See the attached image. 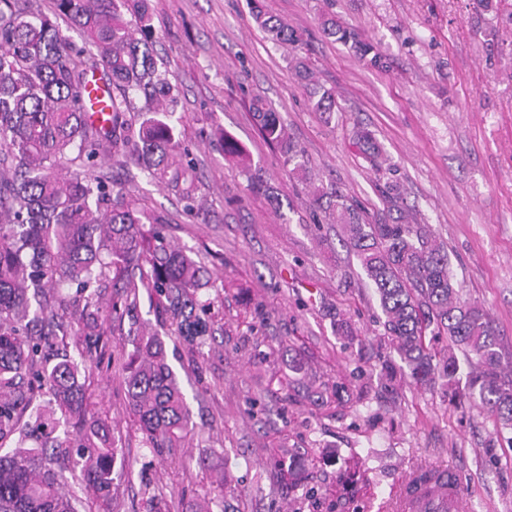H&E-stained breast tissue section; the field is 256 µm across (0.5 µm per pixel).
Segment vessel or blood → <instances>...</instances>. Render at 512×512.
<instances>
[{
	"mask_svg": "<svg viewBox=\"0 0 512 512\" xmlns=\"http://www.w3.org/2000/svg\"><path fill=\"white\" fill-rule=\"evenodd\" d=\"M389 512H462L463 498L457 474L436 469L425 474L418 469L406 476L402 489L388 506Z\"/></svg>",
	"mask_w": 512,
	"mask_h": 512,
	"instance_id": "1",
	"label": "vessel or blood"
}]
</instances>
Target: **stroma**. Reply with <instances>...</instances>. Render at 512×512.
<instances>
[{
  "label": "stroma",
  "instance_id": "1",
  "mask_svg": "<svg viewBox=\"0 0 512 512\" xmlns=\"http://www.w3.org/2000/svg\"><path fill=\"white\" fill-rule=\"evenodd\" d=\"M150 4L206 212L185 213L118 160L92 173L118 178L208 267L213 334L199 349L165 339L193 423L169 452L129 410L124 330L108 326L102 357L82 361L86 406L108 417L120 459L112 512H196L203 499L213 512H384L413 467L438 464L457 469L464 512H512V432L470 399L387 372L398 357L379 302L311 195L318 184L368 221L432 225L512 358V0H261L299 34L288 48L247 0ZM328 20L370 40L383 67L328 38ZM319 87L336 94L332 116L311 107ZM254 96L279 113L306 175L262 137ZM359 127L381 144L379 165L355 144ZM225 134L247 162L225 156ZM255 173L279 207L252 192Z\"/></svg>",
  "mask_w": 512,
  "mask_h": 512
}]
</instances>
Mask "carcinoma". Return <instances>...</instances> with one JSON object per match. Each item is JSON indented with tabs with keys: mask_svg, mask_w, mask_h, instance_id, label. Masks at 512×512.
<instances>
[{
	"mask_svg": "<svg viewBox=\"0 0 512 512\" xmlns=\"http://www.w3.org/2000/svg\"><path fill=\"white\" fill-rule=\"evenodd\" d=\"M254 4L257 25L281 44L294 31ZM54 17L31 0H0V512H77V498L59 491L62 450L75 449L71 476L104 512L112 500L114 441L106 420L83 403L79 363L60 336L76 325L80 357L99 348L108 320L123 321L139 289L156 295L171 334L194 347L212 335L209 303L200 291L209 272L164 233L163 216L142 206L121 184L89 168L121 157L173 192L187 212L202 209L188 149L178 136L179 87L159 69L149 0H53ZM85 39L76 47L55 19ZM328 36L374 67L375 47L334 22ZM101 75L106 96L87 108L88 76ZM312 108L336 111L332 91L313 92ZM261 135L280 149L284 166L300 150L262 98H251ZM363 154L381 157L370 134L356 133ZM328 217L374 289L400 361L421 385L456 388L512 429V365L481 305L463 298L448 253L427 224H371L337 192ZM112 289L104 314L103 289ZM447 336L454 351L435 362L430 337ZM124 388L129 409L153 448H176L190 409L159 334L127 331ZM71 427L57 434L60 423Z\"/></svg>",
	"mask_w": 512,
	"mask_h": 512,
	"instance_id": "carcinoma-1",
	"label": "carcinoma"
}]
</instances>
